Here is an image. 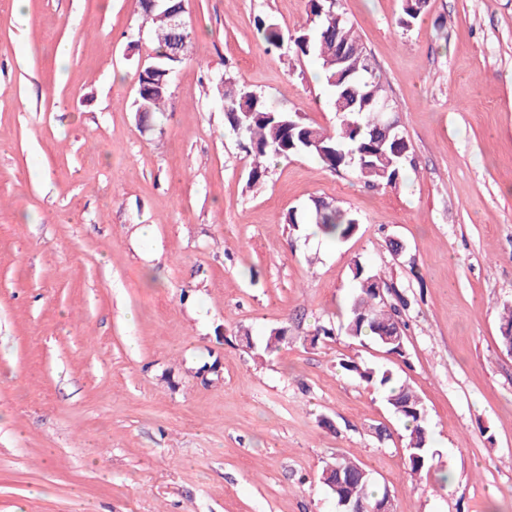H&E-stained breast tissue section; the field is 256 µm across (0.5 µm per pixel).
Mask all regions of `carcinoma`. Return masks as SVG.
I'll return each mask as SVG.
<instances>
[{"instance_id":"cac0c4a2","label":"carcinoma","mask_w":512,"mask_h":512,"mask_svg":"<svg viewBox=\"0 0 512 512\" xmlns=\"http://www.w3.org/2000/svg\"><path fill=\"white\" fill-rule=\"evenodd\" d=\"M184 0H165L156 6L152 0H138L146 21L153 25V38L157 44L154 56L148 65L154 70L137 75L135 111L140 113V122L146 123L158 112L166 111L172 96V77L167 70L180 67L173 63L177 41L190 42L191 30L184 15L173 18V13L183 11ZM307 23L299 31L290 34L264 20L257 22V31L267 44L279 48L289 44L298 56H314L320 62L322 76L328 88V106L337 110L336 104L356 88L353 106L337 114L336 127L324 130L307 124L297 113L270 106L265 97L245 85L224 82L218 91L224 111V126L234 136L239 147L251 158L248 182L258 184L268 173L267 163L274 159L307 154L319 160L331 171L347 169L365 184L375 187L392 185L407 168L417 169L411 156L407 140L403 135L390 133L385 136L377 131L384 120L376 105L388 101L380 78L375 70H367L371 61L363 54L361 38L354 23L340 14L339 4L333 0H308ZM425 7V0H404L403 15L399 24L410 27ZM180 22L177 28L174 22ZM304 220L315 224L318 232L327 238L342 241L354 235L359 222L356 216L328 201L316 200L306 213L291 212L286 223L296 226ZM355 291L349 303L346 330L350 338H368L386 349V352L401 356L404 342L386 344L382 332L399 325L405 332L407 324L399 319L398 309L376 292L381 277L366 269L359 262L352 267ZM500 340L504 348L512 345V307L506 308L500 326ZM288 330L274 328L265 341V351L279 350L286 340ZM343 368L360 380L379 386L384 390L387 402L394 414L405 423L409 436L407 468L413 477L429 472L434 456L430 452V435L427 415L421 399L408 387L396 382L393 374L361 365L354 360L343 364ZM340 477L339 491H333L331 480ZM320 482L335 498L344 497L364 500L370 504L381 501L386 493L376 486L371 474L359 463L338 458L321 472Z\"/></svg>"}]
</instances>
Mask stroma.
I'll list each match as a JSON object with an SVG mask.
<instances>
[{"mask_svg":"<svg viewBox=\"0 0 512 512\" xmlns=\"http://www.w3.org/2000/svg\"><path fill=\"white\" fill-rule=\"evenodd\" d=\"M306 4L188 0L149 131L134 0H0V512H338L319 475L342 456L395 512H512V0H427L407 29L402 0H341L417 167L371 188L302 154L251 186L219 79L336 125L317 60L255 26L295 32ZM315 198L358 231L290 229ZM357 260L411 301L404 356L346 334ZM349 358L421 398L428 475Z\"/></svg>","mask_w":512,"mask_h":512,"instance_id":"1","label":"stroma"}]
</instances>
